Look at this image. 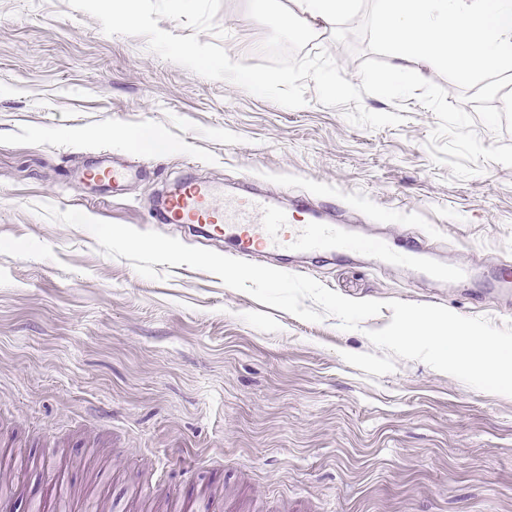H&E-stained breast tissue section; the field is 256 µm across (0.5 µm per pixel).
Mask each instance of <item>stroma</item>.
Segmentation results:
<instances>
[{
    "mask_svg": "<svg viewBox=\"0 0 512 512\" xmlns=\"http://www.w3.org/2000/svg\"><path fill=\"white\" fill-rule=\"evenodd\" d=\"M221 44L260 64L265 27L222 0ZM293 110L106 35L68 0H0V501L8 512H512V396L413 360L376 376L386 303H439L512 322V298L431 281L426 265L492 275L512 259V167L465 180L436 164L438 120L406 99L398 126L351 124L345 106ZM142 165L121 188L83 185L101 154ZM255 177L282 204L345 209L362 239L419 236L425 266L359 252L309 275L383 308L359 329L313 323L185 265L140 276L86 229L41 206L224 246L155 220L186 176Z\"/></svg>",
    "mask_w": 512,
    "mask_h": 512,
    "instance_id": "35a3bbf8",
    "label": "stroma"
}]
</instances>
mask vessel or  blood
I'll use <instances>...</instances> for the list:
<instances>
[{"label":"vessel or blood","instance_id":"b4317fda","mask_svg":"<svg viewBox=\"0 0 512 512\" xmlns=\"http://www.w3.org/2000/svg\"><path fill=\"white\" fill-rule=\"evenodd\" d=\"M140 174L139 165L105 155L83 177L118 188ZM330 211V206L305 202L288 208L260 191L229 196L212 182L187 178L166 196L162 219L227 241L231 253L241 260L329 251L348 255L357 242L348 225L331 220ZM420 254L421 246L414 239L399 245L382 239L376 250L380 262L408 266L417 265Z\"/></svg>","mask_w":512,"mask_h":512}]
</instances>
